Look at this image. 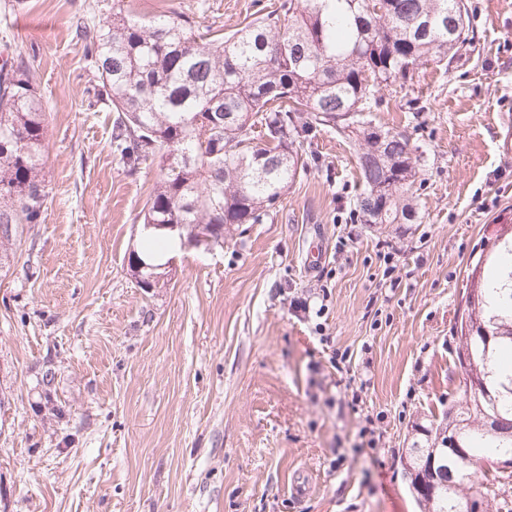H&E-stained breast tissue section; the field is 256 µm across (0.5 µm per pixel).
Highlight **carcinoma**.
Instances as JSON below:
<instances>
[{
	"label": "carcinoma",
	"instance_id": "1",
	"mask_svg": "<svg viewBox=\"0 0 512 512\" xmlns=\"http://www.w3.org/2000/svg\"><path fill=\"white\" fill-rule=\"evenodd\" d=\"M111 111L112 151L134 175L159 163L145 224H202L224 246L230 224H261L311 160L304 141L329 127L356 145L353 224H415L426 151L374 122L383 89L474 41L467 0H281L224 35L174 11L149 20L117 0L101 24L80 19ZM46 112L21 54L0 62V247L42 222ZM479 301L460 320L491 338L459 344L463 399L405 455L422 512L502 510L512 472V235L477 261ZM461 448L460 455L456 449Z\"/></svg>",
	"mask_w": 512,
	"mask_h": 512
}]
</instances>
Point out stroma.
<instances>
[{
  "mask_svg": "<svg viewBox=\"0 0 512 512\" xmlns=\"http://www.w3.org/2000/svg\"><path fill=\"white\" fill-rule=\"evenodd\" d=\"M111 2L0 0V53L31 62L44 98L49 191L0 251V512H419L400 456L463 397L469 265L512 223V0H471L475 45L384 91L376 121L428 154L419 223H350L354 149L324 128L271 218L175 252L150 290L128 257L159 168L113 154L75 33ZM275 3L136 8L229 32Z\"/></svg>",
  "mask_w": 512,
  "mask_h": 512,
  "instance_id": "35a3bbf8",
  "label": "stroma"
}]
</instances>
